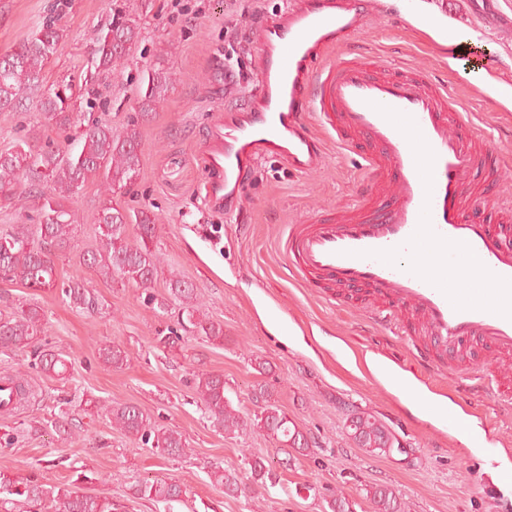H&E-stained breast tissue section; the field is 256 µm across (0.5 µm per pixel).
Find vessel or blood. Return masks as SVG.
I'll list each match as a JSON object with an SVG mask.
<instances>
[{
  "mask_svg": "<svg viewBox=\"0 0 512 512\" xmlns=\"http://www.w3.org/2000/svg\"><path fill=\"white\" fill-rule=\"evenodd\" d=\"M467 3L482 27L512 32V11L500 0ZM380 16L401 17L447 67L458 66L466 30L447 0H288L256 35L254 85H233L243 110H226L214 126L204 200L222 210L263 157L315 171L324 161L321 137L332 139L362 159L366 194L289 225L282 252L295 280L383 299L386 327L403 311L419 319L427 344L415 353L420 372H436L446 356L474 345L511 358L512 212L486 223L477 203L488 185L472 178L495 172L499 149L446 86L346 52ZM473 92L512 112V79H482ZM433 416L449 437L486 447L457 414Z\"/></svg>",
  "mask_w": 512,
  "mask_h": 512,
  "instance_id": "vessel-or-blood-1",
  "label": "vessel or blood"
}]
</instances>
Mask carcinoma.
<instances>
[{"mask_svg":"<svg viewBox=\"0 0 512 512\" xmlns=\"http://www.w3.org/2000/svg\"><path fill=\"white\" fill-rule=\"evenodd\" d=\"M140 36V26L131 10L120 0H112V18L98 30L91 66L95 73L116 72L127 60L130 48ZM64 31L54 21L46 20L36 27L29 37L7 60L0 61V111L17 108L28 93L42 87L45 67L62 49ZM147 82L141 97V110L147 114L165 100L172 84L171 73L163 68L144 74ZM44 119L58 127L79 128L74 142L68 147L35 149L25 139L0 151V201L20 202L38 190V206L42 220L37 224H14L0 233V277L19 280L29 288H50L56 282L55 258L71 248L77 214L65 201L82 189L90 180L99 183L106 196L103 205L94 215V225L100 248L80 256V263L105 279L114 276L123 282L133 283L148 292L147 302L166 310L174 302L179 305L180 329L170 330L160 338L165 348L184 342L187 332L213 344L224 343V324L214 321L201 311L197 293L191 283L172 277L165 281L166 296L159 299L151 289L160 276V259L154 250L156 238L155 219L145 211H135L113 202L117 196L129 195L141 176V136L136 125L127 126L116 133L112 125L99 120L82 122V116L95 104L77 92L73 79H63L50 85L40 99ZM137 226L136 236H131L130 226ZM64 294L77 308L93 311L98 307L94 293L77 281L63 289ZM45 328L39 307L21 305L7 317H0V348L10 350L31 349L36 355V365L49 377H60L67 370V360L51 351L41 350L40 337ZM100 358L114 368L128 361L127 352L119 345H106L100 349ZM0 381L8 386L7 394L0 399L1 411H15L28 402L32 390L29 382L18 374H5ZM196 396L218 429L226 433L243 431L248 421L239 415L224 392V376L217 373L194 375ZM261 403L260 414L253 425L283 446L307 449L306 434L288 420L272 400V394L261 386L254 392ZM91 409L101 411L110 423L133 439L140 447L154 449L164 457H180L188 448L186 437L180 432L159 427L137 406L119 404L101 406L93 402ZM348 434L358 447L369 453H387L394 447L392 436L374 417L354 412L346 420ZM252 484L264 487L276 484V474L271 461L265 457L247 460ZM211 482L233 496L240 490L236 472L217 470L211 473ZM142 498L170 504L179 502L184 494L177 481L155 478L144 479L134 487ZM19 497L28 503L50 502L55 512H118L112 498L82 491L78 480L67 487H48L35 475L11 477L0 473V508H8ZM373 512H404L402 503L387 486L377 485L367 492Z\"/></svg>","mask_w":512,"mask_h":512,"instance_id":"1","label":"carcinoma"}]
</instances>
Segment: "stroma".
I'll return each instance as SVG.
<instances>
[{
    "label": "stroma",
    "mask_w": 512,
    "mask_h": 512,
    "mask_svg": "<svg viewBox=\"0 0 512 512\" xmlns=\"http://www.w3.org/2000/svg\"><path fill=\"white\" fill-rule=\"evenodd\" d=\"M254 16L251 0H130L141 27L125 69L86 77L97 28L111 17V0H0V54L26 40L46 19L63 29L65 43L43 73L44 85L78 76L84 96L99 105V117L115 131L137 121L141 135L142 175L124 202L154 213L161 255L162 283L176 275L191 282L209 318L224 325V342L214 345L197 336L167 350L160 336L176 327L178 305L161 313L148 307L140 288L103 279L79 263V255L96 247L93 216L104 201L95 183H87L69 202L79 225L74 247L57 264V285L32 289L0 280V314L19 304L38 305L46 328V350L71 364L63 380L38 372L30 350H0V375L18 373L37 396L24 409L0 415V435L11 433L12 446L0 444V472L37 474L50 486L88 477L83 489L109 493L122 512H326L327 500L343 493L354 512H371L367 492L389 486L405 512H512V454L501 445L512 440V411L477 395H465L462 371L482 366L512 380V363L476 350L461 360L460 370L441 368L429 386L444 402L465 400L470 422L488 434L492 446L478 450L436 434L432 415L420 413L404 396L367 378L368 358L413 367L407 332L414 319L400 314L403 335L373 325L369 303L352 291L330 298L302 287L291 275L281 251L288 224L325 209L356 203L365 188L359 158L324 141L325 163L301 174L280 159L266 158L245 178L244 191L221 211L208 209L201 188L210 176L206 156L211 132L230 92L225 66L253 82L256 52L228 54L225 28L237 22L259 28L283 9L286 0H263ZM475 56L460 69H445L437 52L406 29L400 19L377 17L352 39L348 52L369 55L389 68H409L442 85L462 87L472 71L487 66L512 72V36L483 31L472 38ZM162 67L174 82L164 102L141 116L146 70ZM476 128L499 146L501 159L491 180L488 217L512 210V112L482 99L465 101ZM41 142L66 146L72 129L45 124L38 96L19 112H0V148L10 147L29 131ZM78 279L98 298L99 307H74L62 294L63 283ZM115 343L129 354L122 369L105 364L101 345ZM268 363L265 372L256 360ZM199 372L224 377L225 394L235 408L258 414L255 388L272 392L279 408L307 434L308 449L277 448L260 431L227 434L213 427L196 398L192 378ZM100 404L129 403L152 422L181 432L189 441L186 455L169 459L138 448L112 429L104 415L83 408L87 399ZM374 416L391 433L396 451L371 454L358 448L346 429V416ZM65 424L62 437L56 423ZM273 458L277 484L235 497L212 486L214 467L243 471L246 455ZM172 478L185 489L181 502L166 505L137 498V481Z\"/></svg>",
    "instance_id": "1"
}]
</instances>
